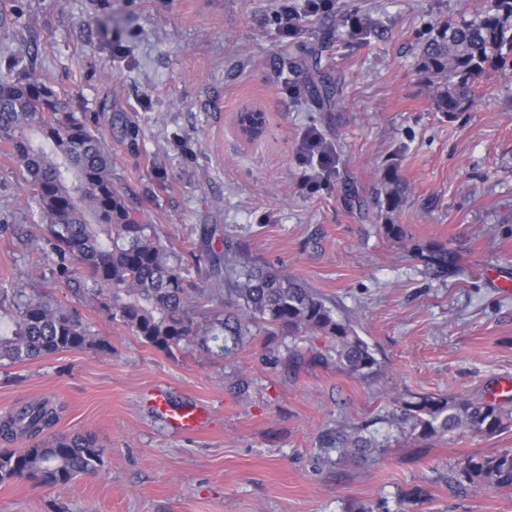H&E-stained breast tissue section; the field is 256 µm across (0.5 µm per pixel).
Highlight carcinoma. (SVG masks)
<instances>
[{"mask_svg": "<svg viewBox=\"0 0 512 512\" xmlns=\"http://www.w3.org/2000/svg\"><path fill=\"white\" fill-rule=\"evenodd\" d=\"M420 68L435 89V108L463 111L475 96L476 83L488 70L512 69V0H483L473 17L454 24L436 22L420 46ZM0 143L10 152L27 181L30 197L45 224V236L31 244L53 246L65 262L64 272L91 280L87 293L101 309L126 326L142 344L170 352L183 343L224 356L239 349L252 327L264 322L290 334L321 333L330 339L326 356L354 378L375 372L378 361L352 322L304 284L269 263L212 255L224 267L236 313L199 323L193 305L209 301L211 290L186 288L189 269L180 257L149 233V225L128 206L112 182V154L105 135L68 111L49 81L0 75ZM382 187L387 209L402 202L404 186L395 170H386ZM426 272L438 279L457 271L456 254L439 242L410 244ZM12 299L13 326L0 333V362H28L62 351L104 352L111 344L94 336L76 310L53 306L41 296L19 289L0 292ZM393 420L399 434L423 441L452 442L468 434L493 436L512 429V396L396 394ZM59 419L47 401L25 402L0 421L4 439L33 441L15 451L0 450V482L23 480L37 486L67 487L97 474L106 448L92 434L43 437ZM373 457L382 448L371 437L336 432L325 454ZM448 481L471 489L511 488L512 449L469 454L455 461Z\"/></svg>", "mask_w": 512, "mask_h": 512, "instance_id": "obj_1", "label": "carcinoma"}]
</instances>
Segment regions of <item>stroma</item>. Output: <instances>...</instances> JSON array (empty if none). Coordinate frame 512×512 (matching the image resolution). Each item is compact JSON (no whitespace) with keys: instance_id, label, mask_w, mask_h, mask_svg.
Wrapping results in <instances>:
<instances>
[{"instance_id":"35a3bbf8","label":"stroma","mask_w":512,"mask_h":512,"mask_svg":"<svg viewBox=\"0 0 512 512\" xmlns=\"http://www.w3.org/2000/svg\"><path fill=\"white\" fill-rule=\"evenodd\" d=\"M479 4L336 0L286 39L303 0H0V73L47 78L104 133L116 188L189 259L192 283L215 285L210 250L248 253L350 319L378 361L352 378L309 361L328 337L263 324L223 359L143 345L51 248L33 251L40 213L0 146V289L78 310L111 345L0 366V415L46 399L54 433L107 449L98 474L63 489L0 483V512H512V488L448 484L456 459L511 449L512 430L426 444L389 422L391 392L477 396L512 377V294L497 286L512 281V71L446 115L419 66L429 25ZM245 106L265 115L254 141L235 129ZM310 128L336 149L312 190ZM391 165L406 184L393 212ZM384 224L448 245L461 273L431 278ZM157 389L205 406V428L173 433L149 405ZM362 426L383 452L328 462V434ZM387 209L395 210L402 202L404 186L394 169H387L382 179Z\"/></svg>"}]
</instances>
